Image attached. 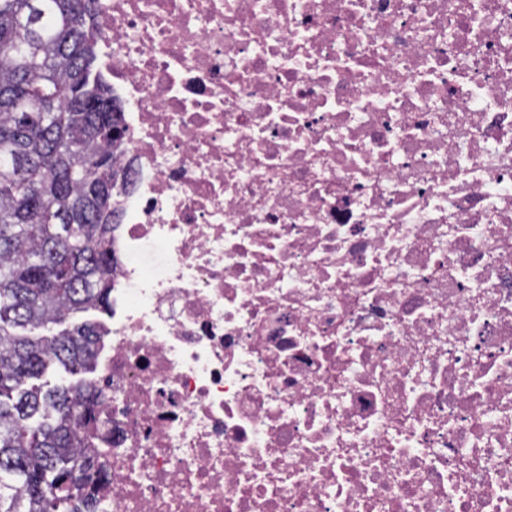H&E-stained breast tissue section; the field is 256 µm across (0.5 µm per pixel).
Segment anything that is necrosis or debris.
I'll return each mask as SVG.
<instances>
[{
    "label": "necrosis or debris",
    "mask_w": 512,
    "mask_h": 512,
    "mask_svg": "<svg viewBox=\"0 0 512 512\" xmlns=\"http://www.w3.org/2000/svg\"><path fill=\"white\" fill-rule=\"evenodd\" d=\"M95 23L130 183L93 512H512V0Z\"/></svg>",
    "instance_id": "1"
}]
</instances>
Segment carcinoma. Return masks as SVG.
<instances>
[{
	"label": "carcinoma",
	"instance_id": "obj_1",
	"mask_svg": "<svg viewBox=\"0 0 512 512\" xmlns=\"http://www.w3.org/2000/svg\"><path fill=\"white\" fill-rule=\"evenodd\" d=\"M98 0H0V512H90L99 477L97 399L77 375L94 325L37 334L106 311L112 186L126 128L93 76Z\"/></svg>",
	"mask_w": 512,
	"mask_h": 512
}]
</instances>
